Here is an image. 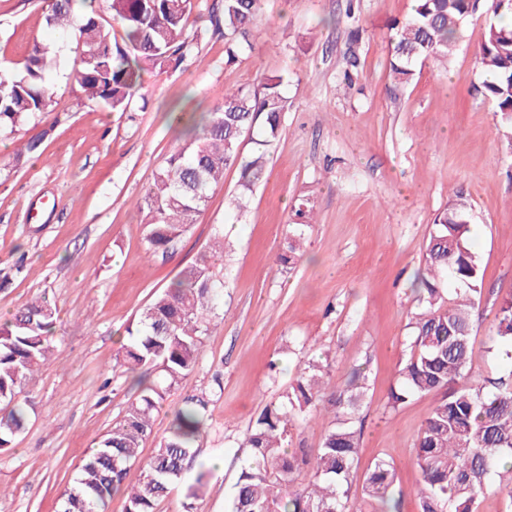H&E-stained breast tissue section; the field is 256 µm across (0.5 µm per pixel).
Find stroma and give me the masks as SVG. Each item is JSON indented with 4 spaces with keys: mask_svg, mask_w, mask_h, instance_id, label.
<instances>
[{
    "mask_svg": "<svg viewBox=\"0 0 512 512\" xmlns=\"http://www.w3.org/2000/svg\"><path fill=\"white\" fill-rule=\"evenodd\" d=\"M413 5L261 0L251 48L228 65L216 29L222 0H192L183 63L144 71L127 110L113 112L70 81L77 39L47 23L50 0H0V68L22 69L37 40L55 46L59 59L48 111L0 137V326L39 296L58 316L54 356L28 384L27 428L0 451V512H58L85 452L138 394L112 369L127 325L219 228L226 231L224 257L213 267L224 283L220 321L202 338L196 370L155 410L153 436L126 485L139 482L186 398L203 394L209 421L196 461L210 472L196 512H230L246 462L243 434L267 403L282 400L300 366L318 358L330 386L358 366L369 376L348 512H377L363 485L379 460L396 469L399 512H418L412 450L436 398L416 396L394 409L388 393L421 310L415 280L423 248L449 190L464 192L484 270L466 380L512 373L494 330L497 305L512 293V147L479 91L485 12L468 21L447 68L423 61L411 84L393 85L392 25ZM353 51L360 65L350 71ZM274 73L289 78L290 106L245 213L227 212L239 180L238 169L227 168L168 255L147 254V216L136 202L163 158L190 139L181 115L213 111L228 88ZM33 136L42 139L39 150L19 154ZM308 210L314 220L305 226L299 214ZM298 231L304 252L293 267L281 266L277 256ZM217 460L223 469H214Z\"/></svg>",
    "mask_w": 512,
    "mask_h": 512,
    "instance_id": "stroma-1",
    "label": "stroma"
}]
</instances>
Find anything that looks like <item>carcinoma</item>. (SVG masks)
Here are the masks:
<instances>
[{
    "instance_id": "cac0c4a2",
    "label": "carcinoma",
    "mask_w": 512,
    "mask_h": 512,
    "mask_svg": "<svg viewBox=\"0 0 512 512\" xmlns=\"http://www.w3.org/2000/svg\"><path fill=\"white\" fill-rule=\"evenodd\" d=\"M487 2L495 21L485 27L477 62L485 74L481 92L490 100L512 145V0H414L410 17L392 39L390 77L397 86L411 83L414 65L428 60L447 67L463 26ZM191 0H111L113 23L92 13L77 14L73 0H53L47 21L78 33L80 54L75 81L114 112L127 109L141 86L145 67L177 65L189 45L186 33ZM258 11L257 0H224V59L230 63L249 42L247 29ZM57 51L40 42L18 73H0V136L47 111L56 88L47 75ZM287 77H263L256 87L224 94L222 104L202 116L190 142L175 149L158 169L139 207L148 210L145 236L150 255L168 245L204 210L224 170L239 168L238 192L230 202L242 212L254 187L265 175L268 156L281 131L289 101ZM252 139L251 155L241 156L243 135ZM471 203L458 190L434 218L418 274L421 312L411 322L408 353L398 370L399 385L389 404L396 408L413 396L435 393L439 399L424 421L414 454L419 512H477L489 475L512 456V374L484 383L461 385L472 356L471 311L481 294L484 273L471 242ZM301 236L288 239L278 256L283 265L299 257ZM224 254V234L217 229L204 253L184 269L127 327L115 365L124 369L139 393L123 417L84 455L72 485L60 498L59 512H107L112 495L125 483L138 460L139 448L152 434V414L168 392L198 366L202 336L209 331L221 281L211 259ZM456 285L448 292L443 285ZM55 310L44 297L24 304L0 328V449L10 447L26 426L21 401L31 376L51 358ZM496 335L505 354H512V294L495 314ZM164 372L160 384L149 381L152 369ZM362 367L324 398V367L312 360L302 367L282 401L267 403L244 434L241 447L250 458L235 485L232 512H346L347 485L358 462L359 431L355 419L367 390ZM325 405L332 423L316 457L290 447L288 423L306 418ZM208 400L192 397L179 409L172 427L142 467V480L127 490L126 512H154L172 486L184 482L186 467L206 424ZM312 469V480L293 488L296 474ZM200 471L187 485L185 512L206 486ZM396 479L390 462L379 460L364 479L365 495L385 500Z\"/></svg>"
}]
</instances>
